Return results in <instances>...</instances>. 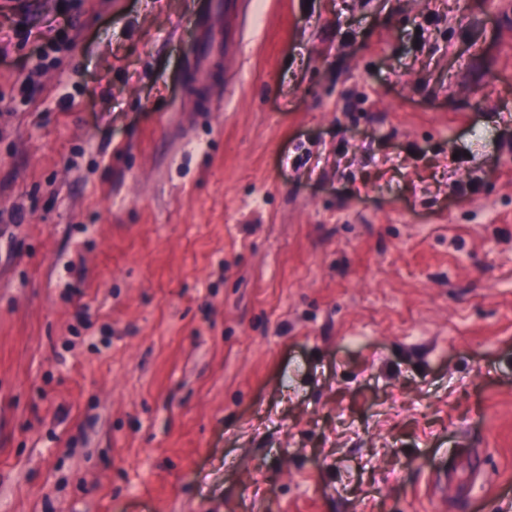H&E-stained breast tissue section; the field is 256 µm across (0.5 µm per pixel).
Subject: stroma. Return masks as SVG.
I'll return each mask as SVG.
<instances>
[{
  "mask_svg": "<svg viewBox=\"0 0 512 512\" xmlns=\"http://www.w3.org/2000/svg\"><path fill=\"white\" fill-rule=\"evenodd\" d=\"M202 8L0 0V512H512V0ZM241 0H207L201 15L196 43V66L191 83L210 85L214 81L213 62L236 52L241 36L233 29L240 24L233 12ZM468 466V473L465 480H461L458 471H440L434 478V493L443 492L445 499L448 498V489L453 493L467 498L469 496L468 484L484 475L483 460L477 454H470L469 461L461 462Z\"/></svg>",
  "mask_w": 512,
  "mask_h": 512,
  "instance_id": "obj_1",
  "label": "stroma"
}]
</instances>
